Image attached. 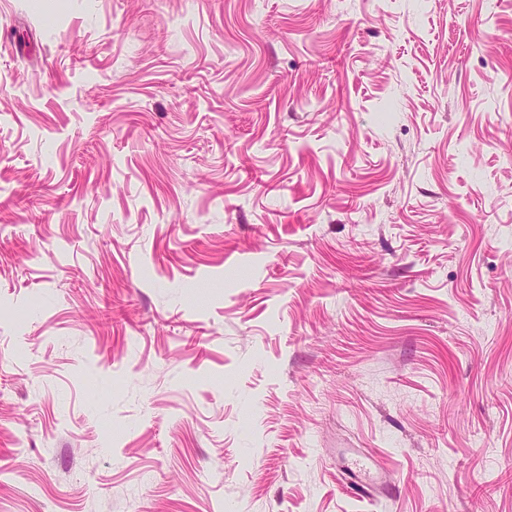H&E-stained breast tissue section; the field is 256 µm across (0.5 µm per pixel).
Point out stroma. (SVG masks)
I'll list each match as a JSON object with an SVG mask.
<instances>
[{
    "label": "stroma",
    "instance_id": "obj_1",
    "mask_svg": "<svg viewBox=\"0 0 512 512\" xmlns=\"http://www.w3.org/2000/svg\"><path fill=\"white\" fill-rule=\"evenodd\" d=\"M0 512H512V0H0Z\"/></svg>",
    "mask_w": 512,
    "mask_h": 512
}]
</instances>
